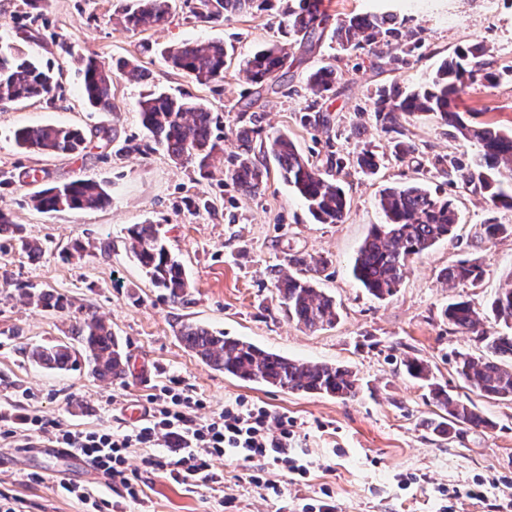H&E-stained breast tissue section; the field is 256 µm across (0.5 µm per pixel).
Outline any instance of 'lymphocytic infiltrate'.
<instances>
[{"instance_id":"obj_1","label":"lymphocytic infiltrate","mask_w":512,"mask_h":512,"mask_svg":"<svg viewBox=\"0 0 512 512\" xmlns=\"http://www.w3.org/2000/svg\"><path fill=\"white\" fill-rule=\"evenodd\" d=\"M150 403L144 421L120 431L77 429L38 417L26 418L25 423L29 430L49 433L55 447L79 450L106 485L121 490L133 504L143 500L140 484L127 468L134 448L143 449L147 470L189 488L199 482L209 490H221L224 472L216 463L227 457L247 469L250 484L274 496L280 490L269 480L270 470L282 471L296 481L310 474L311 461L299 458L292 448L295 432L287 415L238 397L200 423L194 413L203 406V399L176 380L162 385ZM163 438L170 447L161 453L157 447Z\"/></svg>"}]
</instances>
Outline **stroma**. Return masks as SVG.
Returning <instances> with one entry per match:
<instances>
[{"label": "stroma", "instance_id": "1", "mask_svg": "<svg viewBox=\"0 0 512 512\" xmlns=\"http://www.w3.org/2000/svg\"><path fill=\"white\" fill-rule=\"evenodd\" d=\"M328 26L352 15H392L403 29L418 32L421 46L405 62L392 64L365 48L343 51L329 38L307 46L282 27V0L231 20L199 24L185 0L166 25L125 30L113 15L118 0H0V37L36 55L55 74L59 87L52 102L0 103V211L18 224L21 235L38 240L42 251L27 256L16 242L0 235V428L14 437L0 439V452L16 443L40 442L22 421L38 416L77 429L127 427L122 410L147 404L158 387L176 378L205 400L196 419H208L225 402L244 397L276 413L287 414L296 431V446L312 460L307 482L297 483L280 471L270 480L280 491L271 496L249 484L234 459L220 461L223 492L188 489L142 465L143 452L133 449L129 468L141 480L143 505L126 503L101 477L74 474L75 482L97 487L107 512H222L221 499H233V512H301L305 503L330 492L335 512H442L439 487L467 490L485 482L484 500H452V512H499L512 500V403L483 398L476 404L495 421L489 430H467L443 439L427 427L436 418L422 382L410 377L407 359L419 358L449 391L464 393L455 371L460 352L481 355L474 336L461 333L442 317L448 301L468 299L485 305L512 271V236L487 242L477 238L483 224H512V210L497 208L481 195L431 168L435 157L469 160L476 145L432 115L403 116L401 125L414 146L411 156L392 154V136L374 118L378 88L409 90L423 84L437 64L460 48L483 47L497 82H472L460 111L476 121L512 130V0H326ZM185 41L205 44L230 41L238 56L277 41L293 60L287 73L261 94L246 92L237 65H230L219 84L201 85L173 70L162 52ZM94 55L117 67L134 59L146 72L141 82L115 76L114 107L87 106L74 61ZM334 64L343 77L323 98L313 99L307 75ZM185 92L220 117L223 150L208 178L192 167L175 164L153 143L141 125L137 102L152 88ZM330 115V130L307 128L299 117L307 107ZM255 115L263 136L285 133L314 161L329 154L348 157L370 146L383 157L376 175L348 166L339 174L350 200L343 223L319 224L279 176L271 173L264 192L250 198L226 179L238 143L233 134L241 108ZM43 123L84 130L109 129L111 142L92 140L78 155H48L18 149L13 131ZM360 136H352L353 128ZM77 178L100 182L110 201L98 210L45 214L29 197L43 188ZM423 182L449 196L458 212L456 237L415 258L396 293L375 299L351 275L350 263L374 225L383 223L379 197L383 189ZM154 224L167 246L182 261L190 286L180 302H171L143 275L129 249L126 229ZM81 244L82 256L72 253ZM301 251L329 259L320 283L340 306L336 325L309 332L289 320L279 306L270 269L287 265L289 253ZM484 260L479 287H448L441 268L467 257ZM65 296V310L43 308L22 297V286ZM92 306L118 337L129 364L123 379L106 382L87 365L51 371L23 357V345L64 339L81 306ZM192 321L244 338L294 359L342 363L362 384L360 396L342 401L261 387L225 377L204 364L178 337L182 323ZM48 462L30 455L25 468H0V491L19 498L22 512H82V505L58 493L47 473ZM41 481H31V474ZM415 474L404 488L399 479Z\"/></svg>", "mask_w": 512, "mask_h": 512}]
</instances>
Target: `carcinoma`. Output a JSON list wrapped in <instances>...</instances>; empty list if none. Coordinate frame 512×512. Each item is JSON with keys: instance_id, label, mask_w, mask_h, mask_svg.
Listing matches in <instances>:
<instances>
[{"instance_id": "obj_1", "label": "carcinoma", "mask_w": 512, "mask_h": 512, "mask_svg": "<svg viewBox=\"0 0 512 512\" xmlns=\"http://www.w3.org/2000/svg\"><path fill=\"white\" fill-rule=\"evenodd\" d=\"M266 0H194L193 17L200 23L260 9ZM172 0H129L120 11L124 24L132 29L159 26L171 16ZM283 23L288 32L308 40L328 18L318 13L312 0H287ZM401 39L408 51L418 48L421 39L414 30L401 31L391 21L374 15H354L336 22L331 40L343 51L363 46H390L387 39ZM234 46L222 43L184 42L166 51L169 66L184 72L200 84L224 81V71L232 63ZM289 53L284 46L271 44L257 49L240 62L245 80L260 88L267 86L288 68ZM82 76L81 94L95 109H112L114 72L93 55L77 59ZM339 72L332 64L320 67L307 77V89L322 97L332 90ZM488 81V71L480 47L459 50L442 59L434 74L419 88L403 93L395 87L378 91L374 112L377 125L395 133L392 154L403 158L414 152L403 139L400 119L405 114L428 113L454 128L464 139L478 145V152L467 163L435 158L433 167L448 175V183L472 188L495 207L512 209V131L505 133L486 123H473L458 111L467 85L476 78ZM58 85L55 75L17 45L0 43V102L27 99L50 101ZM142 126L154 142L163 147L174 162L190 165L205 177L216 155L222 151L223 137L215 134L218 116L186 94L174 95L156 88L139 101ZM305 127L330 129V118L322 112H304ZM255 120L240 112L235 128L238 152L226 178L242 194L256 196L267 184V159L275 161L282 179L299 196L318 224H340L349 208L336 174L344 169L342 159L328 156L318 164L300 152L288 135L280 133L269 141H256ZM16 145L47 154H78L89 143L82 129L60 124L25 126L14 132ZM352 165L371 176L379 169L376 154L363 148ZM109 200L103 186L92 178H78L62 185L35 192L29 201L42 213L93 210ZM379 207L385 223L374 227L360 247L351 267L353 278L372 296L383 300L392 296L405 279L411 259L444 240L455 238L459 224L452 200L434 195L422 183L384 189ZM131 250L153 286L174 301L187 288L188 278L181 262L162 242L158 225L132 224L127 228ZM512 236V224H483L480 239ZM328 261L302 252L288 254V273L278 269L273 280L277 298L288 313L312 331L332 327L339 319L336 299L319 288ZM484 274L483 260L464 258L440 270L448 286L478 285ZM27 298L46 307L63 309V298L36 288L21 289ZM448 324L471 334L483 344V354L461 353L455 360L456 372L469 390L498 402H512V274L485 307L468 300H455L442 310ZM506 328L491 331L488 324ZM180 340L210 368L238 380L275 387L293 393L317 394L340 400H353L360 386L355 372L345 366L311 363L291 359L262 349L248 341L231 338L220 331L185 324ZM24 356L47 370H65L74 355L85 358L93 376L110 381L126 374L127 358L112 329L88 309L76 318L65 341L25 346ZM407 373L425 383L429 400L439 409V420L430 422L438 435L447 437L464 428L487 429L493 426L470 399L445 389L430 377L428 365L418 359L405 362Z\"/></svg>"}]
</instances>
